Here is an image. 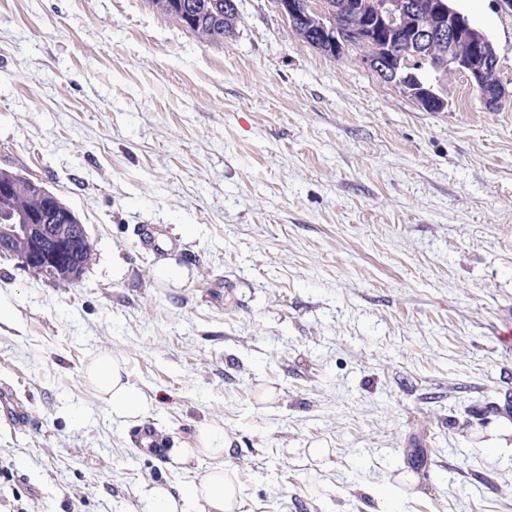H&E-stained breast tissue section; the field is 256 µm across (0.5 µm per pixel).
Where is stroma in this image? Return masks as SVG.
Masks as SVG:
<instances>
[{
	"mask_svg": "<svg viewBox=\"0 0 512 512\" xmlns=\"http://www.w3.org/2000/svg\"><path fill=\"white\" fill-rule=\"evenodd\" d=\"M455 5L512 91V9ZM239 9L205 44L148 0H0V169L93 248L73 288L0 257V512H143L210 468L166 454L205 424L244 512H512V452L484 445L512 418V102L456 74L425 111ZM100 352L157 396L165 453L85 380Z\"/></svg>",
	"mask_w": 512,
	"mask_h": 512,
	"instance_id": "obj_1",
	"label": "stroma"
}]
</instances>
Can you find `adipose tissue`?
<instances>
[{"label":"adipose tissue","mask_w":512,"mask_h":512,"mask_svg":"<svg viewBox=\"0 0 512 512\" xmlns=\"http://www.w3.org/2000/svg\"><path fill=\"white\" fill-rule=\"evenodd\" d=\"M85 374L98 398L120 418H144L155 403L152 396L130 383L120 358L105 354L93 356ZM196 440L213 459V466L179 492L157 485L145 489L147 512H187L186 506L191 502L204 504L205 512H242L239 491L224 465V458L233 447L232 437L222 428L204 425L199 427Z\"/></svg>","instance_id":"obj_1"}]
</instances>
